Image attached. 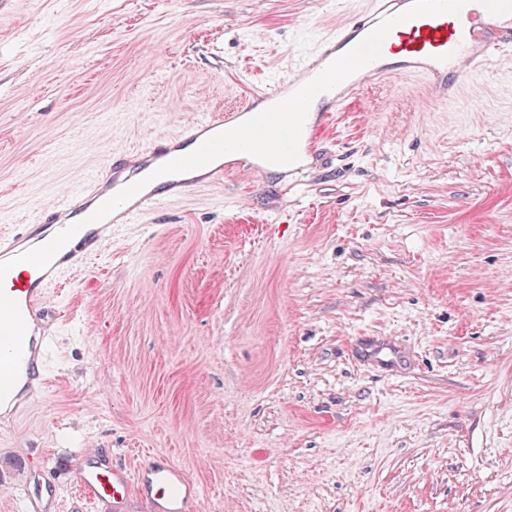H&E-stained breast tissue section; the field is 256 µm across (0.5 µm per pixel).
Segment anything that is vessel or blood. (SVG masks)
<instances>
[{"label":"vessel or blood","mask_w":512,"mask_h":512,"mask_svg":"<svg viewBox=\"0 0 512 512\" xmlns=\"http://www.w3.org/2000/svg\"><path fill=\"white\" fill-rule=\"evenodd\" d=\"M411 4L412 0H369L365 10L327 33L288 74L254 89L235 109L199 114L178 135L158 138L142 150L113 152L111 178L94 172L65 189L45 203L38 223L28 225L22 233L0 237V255L16 256L23 242L41 238L44 227L65 229L86 219L94 206L113 196L114 182L127 185L138 181L142 171L181 157L184 145L200 146L209 137L289 97L336 58L355 48L379 22L407 10ZM509 45L512 0H468L459 14L424 15L398 24L384 39L379 59L319 94L318 105L310 107L305 117L298 144L300 160L289 166V176L306 174L308 167L302 158L316 154L317 140L328 116L347 107L364 87L384 78L415 76L433 98L451 105L457 102L461 85L480 71L496 67L501 48ZM190 187V182L170 180L156 189H142L107 219L84 231L83 246L53 260L48 268L26 275L15 269L7 273L12 286L6 294L18 303L27 327L19 378L7 400L12 410H19L46 388L45 337L38 333L37 326L47 288L67 271L81 266L86 256L99 254L113 225L142 223ZM83 456L87 466L79 486L85 498L97 503L100 512H118L133 488L146 497L153 512H186L188 503L199 497L198 487L167 458H150L132 474L114 469L102 449H87Z\"/></svg>","instance_id":"b4317fda"}]
</instances>
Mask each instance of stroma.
<instances>
[{"label":"stroma","mask_w":512,"mask_h":512,"mask_svg":"<svg viewBox=\"0 0 512 512\" xmlns=\"http://www.w3.org/2000/svg\"><path fill=\"white\" fill-rule=\"evenodd\" d=\"M367 0H0V231L115 150L285 75ZM512 47L454 108L364 90L305 182L191 188L49 288L0 512H98L79 455L178 464L187 512H512Z\"/></svg>","instance_id":"stroma-1"}]
</instances>
